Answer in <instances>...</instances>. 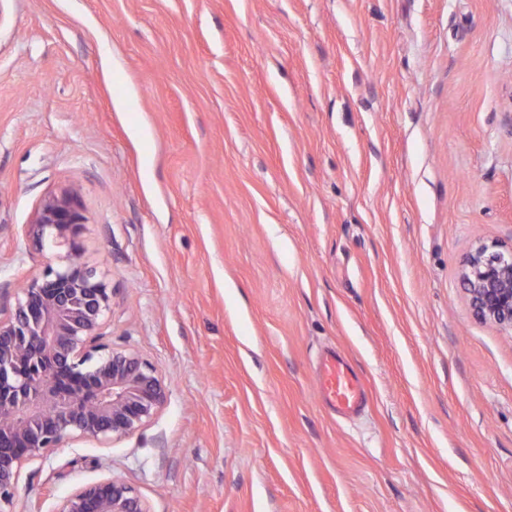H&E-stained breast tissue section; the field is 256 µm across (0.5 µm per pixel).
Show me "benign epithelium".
I'll use <instances>...</instances> for the list:
<instances>
[{"label":"benign epithelium","instance_id":"benign-epithelium-1","mask_svg":"<svg viewBox=\"0 0 512 512\" xmlns=\"http://www.w3.org/2000/svg\"><path fill=\"white\" fill-rule=\"evenodd\" d=\"M85 217L69 193L45 197L29 233L71 244L68 264L47 265L0 308V512L13 505L24 463L45 460L78 438L126 436L150 422L166 399L162 378L136 354L98 342L111 292L78 262L75 237ZM464 282L474 316L512 330V248L476 247ZM58 512H148L126 482L84 485Z\"/></svg>","mask_w":512,"mask_h":512}]
</instances>
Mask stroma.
<instances>
[{
  "label": "stroma",
  "instance_id": "35a3bbf8",
  "mask_svg": "<svg viewBox=\"0 0 512 512\" xmlns=\"http://www.w3.org/2000/svg\"><path fill=\"white\" fill-rule=\"evenodd\" d=\"M167 386L143 428L26 463L15 512L118 478L148 512H512V0H0V305L65 264ZM369 401L339 420L315 364ZM464 282L473 315L512 331V248L476 247L467 257ZM321 401L340 417L361 412L368 403L363 376L343 352H327L319 367L317 379Z\"/></svg>",
  "mask_w": 512,
  "mask_h": 512
}]
</instances>
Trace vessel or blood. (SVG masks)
Segmentation results:
<instances>
[{"mask_svg":"<svg viewBox=\"0 0 512 512\" xmlns=\"http://www.w3.org/2000/svg\"><path fill=\"white\" fill-rule=\"evenodd\" d=\"M317 386L321 401L338 416L356 415L368 403L363 376L341 351H330L323 356Z\"/></svg>","mask_w":512,"mask_h":512,"instance_id":"vessel-or-blood-1","label":"vessel or blood"}]
</instances>
